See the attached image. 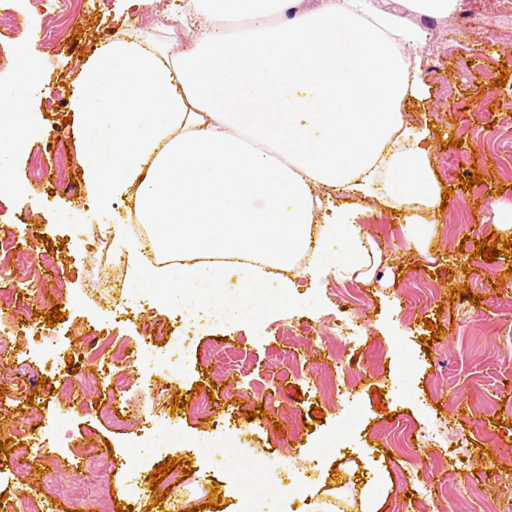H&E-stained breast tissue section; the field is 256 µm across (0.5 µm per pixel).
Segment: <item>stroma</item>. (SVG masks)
Masks as SVG:
<instances>
[{"instance_id":"stroma-1","label":"stroma","mask_w":512,"mask_h":512,"mask_svg":"<svg viewBox=\"0 0 512 512\" xmlns=\"http://www.w3.org/2000/svg\"><path fill=\"white\" fill-rule=\"evenodd\" d=\"M56 3L0 0L12 18L0 83L12 78L16 44L29 39L56 93L35 96L39 131L12 162L38 210L0 199V236L17 240L34 268L21 283L0 265V290L22 307L0 312V441L12 446L0 450V512H186L213 492L221 512H497L512 490V353L498 336L512 325V255L487 262L475 250L482 239H512L500 223L512 207V157L500 147L512 112V0H478L468 17L407 16L425 33L412 55L424 91L407 117L432 136L446 210L363 213L351 197L332 198L314 222L334 208L355 213L365 233L361 268L315 279L306 259L294 258L301 304L271 313L261 303L244 320L195 326L143 293L138 309H120L125 269L112 257L140 240L139 226L130 196L107 210L92 204L69 121L85 56L133 27L169 56L189 36L170 34L168 0H144L135 14L122 0H70L64 11ZM504 72L506 85L493 86ZM453 136L462 146L450 145ZM476 172L482 183L463 189ZM421 219L431 229L416 244L408 226ZM313 294L319 303L304 304ZM54 307L64 319L50 325L44 314ZM343 317L360 325L356 341L338 339ZM431 323L445 329L434 341ZM122 355L136 363L116 395ZM176 396L181 406H172ZM260 404L266 417L245 418ZM396 422L411 429L416 455L389 449ZM442 422L468 437L469 452L455 467L421 471L420 459L440 449ZM149 445L186 468L152 486L154 467L142 462ZM93 456L111 463L117 504L99 496ZM277 465L278 481L269 476ZM289 483L300 496L285 492ZM158 490L165 502L155 501Z\"/></svg>"}]
</instances>
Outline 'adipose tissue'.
Returning a JSON list of instances; mask_svg holds the SVG:
<instances>
[{
  "instance_id": "ef3b65f1",
  "label": "adipose tissue",
  "mask_w": 512,
  "mask_h": 512,
  "mask_svg": "<svg viewBox=\"0 0 512 512\" xmlns=\"http://www.w3.org/2000/svg\"><path fill=\"white\" fill-rule=\"evenodd\" d=\"M457 0H178L174 19H201L191 47L169 57L142 31L112 38L82 67L71 98L78 116L86 189L102 208L133 197L165 264L130 253L127 286L157 307L197 298L243 319L257 296L296 304L290 259L311 254L308 272L354 267L363 229L348 222L312 233L313 213L335 192L434 209L433 147L412 134L407 94L420 93L419 68L400 47L421 44L406 12L449 15ZM43 85L39 51L24 43L14 76L0 85V196L29 203L8 157L34 135L29 103ZM279 160L245 146L240 132ZM227 251L236 294H222L228 268L198 255ZM276 277H268V270Z\"/></svg>"
}]
</instances>
